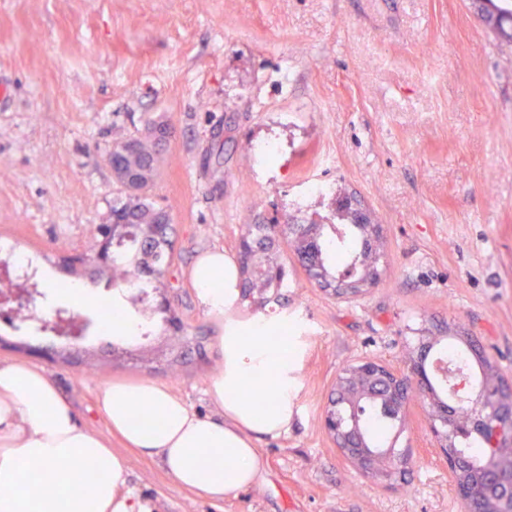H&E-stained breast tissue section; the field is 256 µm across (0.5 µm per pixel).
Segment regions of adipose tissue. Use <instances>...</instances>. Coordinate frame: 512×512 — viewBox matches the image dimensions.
I'll return each instance as SVG.
<instances>
[{
    "label": "adipose tissue",
    "instance_id": "obj_1",
    "mask_svg": "<svg viewBox=\"0 0 512 512\" xmlns=\"http://www.w3.org/2000/svg\"><path fill=\"white\" fill-rule=\"evenodd\" d=\"M191 279L217 318L239 296L233 262L201 254ZM279 320H225L224 368L208 394L217 417L201 415L149 380L106 385L99 408L126 443L158 456L181 485L224 499L254 485L257 440L278 437L293 416L297 351L271 342ZM127 469L82 427L47 375L22 362L0 364V512H150L125 494Z\"/></svg>",
    "mask_w": 512,
    "mask_h": 512
}]
</instances>
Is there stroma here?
I'll list each match as a JSON object with an SVG mask.
<instances>
[{"label": "stroma", "instance_id": "1", "mask_svg": "<svg viewBox=\"0 0 512 512\" xmlns=\"http://www.w3.org/2000/svg\"><path fill=\"white\" fill-rule=\"evenodd\" d=\"M0 245L36 259L50 304L74 308L61 280L96 301L107 278L65 275L60 256L94 254L122 189L103 156L147 118L171 137L150 199L171 206L174 260L164 282L198 347L89 336L68 359L26 352L60 337L4 333L0 362L43 370L77 421L129 470L152 512H464L428 448L427 403L411 402L400 445L406 483L362 478L323 417L337 376L364 360L403 366L422 337L430 356L464 328L512 374V46L469 0H0ZM274 152L255 154L260 145ZM311 179L334 196H306ZM350 197L385 227L383 279L355 298L312 282L281 254L288 286L262 313L288 316L298 342L295 413L258 440L259 482L214 500L177 484L158 457L126 447L98 400L115 381L166 385L205 416L224 367L219 319L190 269L217 247L234 257L246 223H286L298 202L324 222Z\"/></svg>", "mask_w": 512, "mask_h": 512}]
</instances>
